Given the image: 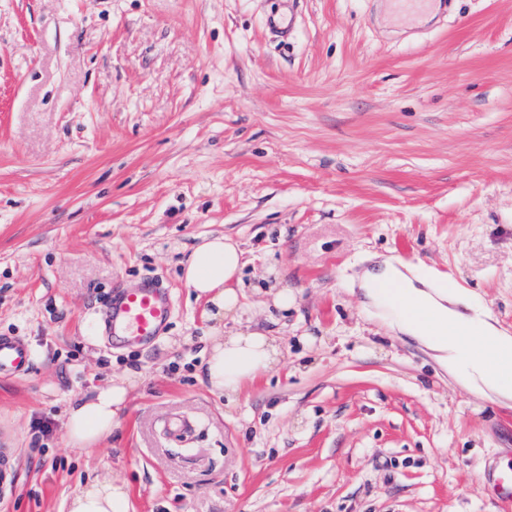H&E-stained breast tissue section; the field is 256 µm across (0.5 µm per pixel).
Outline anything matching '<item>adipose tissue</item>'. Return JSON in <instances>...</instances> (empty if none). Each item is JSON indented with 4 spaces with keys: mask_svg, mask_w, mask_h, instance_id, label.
<instances>
[{
    "mask_svg": "<svg viewBox=\"0 0 512 512\" xmlns=\"http://www.w3.org/2000/svg\"><path fill=\"white\" fill-rule=\"evenodd\" d=\"M246 254L242 243L232 237L202 238L184 261L182 278L216 314L240 317ZM366 279L399 281L405 308L400 318L390 320L391 329L433 351L464 385L488 396L512 398V380L500 372L501 367L512 368V336L500 331L489 317L463 310L458 289L418 287L391 265L368 273ZM279 354L277 341L259 331L214 333L205 351V379L212 390L234 400L246 382L277 363ZM132 384L129 378L112 381L70 402L64 426L73 447L88 450L111 437ZM69 512H127L126 492L109 481L93 483L72 499Z\"/></svg>",
    "mask_w": 512,
    "mask_h": 512,
    "instance_id": "obj_1",
    "label": "adipose tissue"
}]
</instances>
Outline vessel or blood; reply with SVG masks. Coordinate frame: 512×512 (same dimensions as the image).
<instances>
[{
    "label": "vessel or blood",
    "mask_w": 512,
    "mask_h": 512,
    "mask_svg": "<svg viewBox=\"0 0 512 512\" xmlns=\"http://www.w3.org/2000/svg\"><path fill=\"white\" fill-rule=\"evenodd\" d=\"M174 310L169 288L147 277L136 287H115L100 310L101 332L109 346L132 348L154 343L168 328ZM31 352L22 338L0 336V379L27 372ZM489 484L502 512H512V466L494 471Z\"/></svg>",
    "instance_id": "vessel-or-blood-1"
}]
</instances>
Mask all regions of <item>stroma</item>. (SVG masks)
<instances>
[{"instance_id":"obj_1","label":"stroma","mask_w":512,"mask_h":512,"mask_svg":"<svg viewBox=\"0 0 512 512\" xmlns=\"http://www.w3.org/2000/svg\"><path fill=\"white\" fill-rule=\"evenodd\" d=\"M391 2L297 0L282 46L274 0H0V336L32 356L0 380L8 512H68L98 480L127 512H497L512 400L391 330L363 276L391 262L512 334V0L415 22ZM206 234L249 252L219 324L181 278ZM146 275L174 295L166 334L90 336ZM217 327L282 350L232 403L204 377ZM129 370L111 438L73 448L69 399Z\"/></svg>"}]
</instances>
